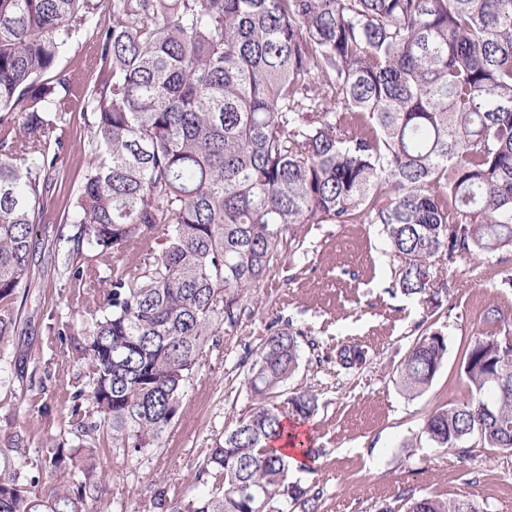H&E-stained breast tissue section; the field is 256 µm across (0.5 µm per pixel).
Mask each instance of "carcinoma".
Listing matches in <instances>:
<instances>
[{"instance_id":"obj_1","label":"carcinoma","mask_w":512,"mask_h":512,"mask_svg":"<svg viewBox=\"0 0 512 512\" xmlns=\"http://www.w3.org/2000/svg\"><path fill=\"white\" fill-rule=\"evenodd\" d=\"M103 7L0 0V342L45 258L60 259L84 333L65 320L56 335L87 361L74 440L14 435L0 512H107L98 445L159 447L295 226H382L393 287L426 306L421 326L447 293L434 259L512 252V0H112L105 20ZM81 27L98 71L78 96L56 69ZM79 97L89 160L56 223ZM155 230L161 254L118 264ZM303 336L288 320L253 352L257 406L181 496L157 488L155 512H272L280 498L321 512V492L288 482V449L316 453L285 424L318 406L309 388L288 394ZM447 356L425 326L396 369L401 391L425 392ZM365 362L355 342L336 350L347 371ZM458 374L469 399L433 411L422 434L461 457L511 452L512 337H472ZM29 466L52 483L33 491ZM406 512L479 510L422 496Z\"/></svg>"}]
</instances>
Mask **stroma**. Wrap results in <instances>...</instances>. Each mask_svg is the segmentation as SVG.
<instances>
[{"instance_id": "stroma-1", "label": "stroma", "mask_w": 512, "mask_h": 512, "mask_svg": "<svg viewBox=\"0 0 512 512\" xmlns=\"http://www.w3.org/2000/svg\"><path fill=\"white\" fill-rule=\"evenodd\" d=\"M59 66L85 83L96 74L87 31L68 38ZM293 245L248 300L226 347L209 351L197 366L174 422L159 448L139 458L109 448L101 454L104 498L121 501L126 512H154L158 482L186 489L205 448L256 405L245 379L246 348L259 346L276 319L301 328L300 366L289 392L311 388L319 397L309 426L320 454L290 471L289 482L321 491V512H405L410 496L465 497L481 512H512V454L475 449L465 460L454 449L424 439L427 416L468 397L458 375L459 349L487 331L484 314L497 310L499 325L512 330V289L494 287L492 274H512V254L484 262L442 261L448 297L434 315V327L448 340V357L432 385L410 399L399 390L396 368L420 330L423 308L392 295L397 262L379 225L301 224ZM72 303L63 271L46 266L26 302L13 340L0 346V451L11 432L37 446L58 436L69 419L70 394L83 382L85 360L73 357L53 332ZM355 342L367 353L356 371L336 364V350ZM44 390L31 396L29 380Z\"/></svg>"}]
</instances>
